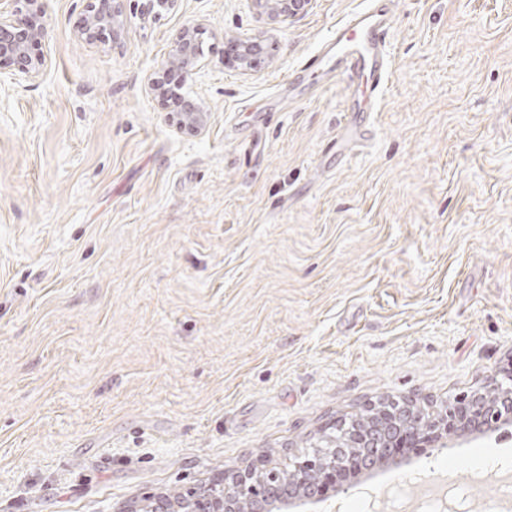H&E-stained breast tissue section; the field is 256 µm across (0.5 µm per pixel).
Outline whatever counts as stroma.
Wrapping results in <instances>:
<instances>
[{
  "label": "stroma",
  "mask_w": 512,
  "mask_h": 512,
  "mask_svg": "<svg viewBox=\"0 0 512 512\" xmlns=\"http://www.w3.org/2000/svg\"><path fill=\"white\" fill-rule=\"evenodd\" d=\"M366 2L122 0L87 42L85 0H44L51 65L0 93V512H144L512 368V0H394L377 111L341 77L288 93ZM189 25L199 134L146 81ZM349 121L366 135L337 147ZM476 464L512 471V431L275 512H484ZM270 21L290 19L308 11L312 0H252ZM237 52V60L245 70L255 66L263 54V46L260 41L239 39L234 43Z\"/></svg>",
  "instance_id": "obj_1"
}]
</instances>
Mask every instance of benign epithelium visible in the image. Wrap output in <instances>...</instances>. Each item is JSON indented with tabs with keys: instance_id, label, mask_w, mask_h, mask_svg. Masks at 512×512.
Here are the masks:
<instances>
[{
	"instance_id": "obj_1",
	"label": "benign epithelium",
	"mask_w": 512,
	"mask_h": 512,
	"mask_svg": "<svg viewBox=\"0 0 512 512\" xmlns=\"http://www.w3.org/2000/svg\"><path fill=\"white\" fill-rule=\"evenodd\" d=\"M15 8L0 11V69H9L14 81L33 80L43 76L49 67L46 55L33 56L29 45L45 39L42 0H11ZM85 22L82 36L87 41L111 29L121 15V0H86ZM175 0H142L141 13L150 17L173 6ZM272 21H281L308 11L312 0H253ZM196 27L188 26L177 36L166 60L147 77L148 87L161 100L177 101V111L169 113V120L181 131L199 133L205 130L208 113L192 99L180 97L176 89L185 79L197 74L201 47L195 39ZM237 60L248 70L255 66L263 54L259 41L239 39L234 43ZM510 384L497 383L496 399L486 400L481 392L464 393L452 402L445 403L424 417L411 403L394 404L380 414L372 430L342 431L344 420L331 424L324 436V444L311 452L295 456L289 461L290 476L296 482L302 500L318 504L323 502L321 487L336 480V476L352 471L368 470L377 460L394 456L406 440L418 443L431 440L447 447L445 439L452 428L458 431L480 433L500 423L512 422V369L504 373ZM291 490L281 478V470L269 463L261 465L260 475L238 472L215 480L189 492L185 502L172 506L165 496L151 502L148 512H238L239 502L250 500H283Z\"/></svg>"
}]
</instances>
